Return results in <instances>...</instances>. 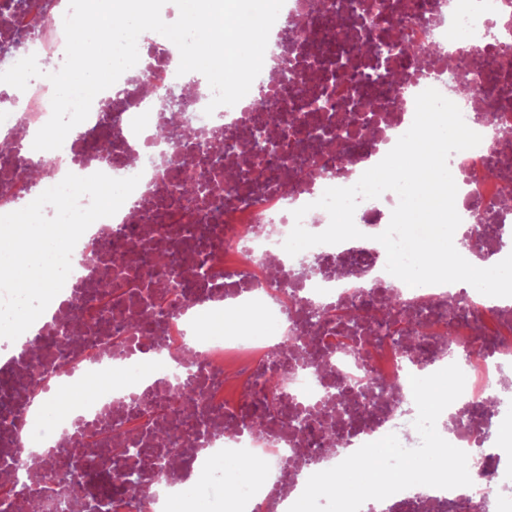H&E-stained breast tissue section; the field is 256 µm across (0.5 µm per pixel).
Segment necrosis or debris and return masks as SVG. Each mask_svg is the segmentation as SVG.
Masks as SVG:
<instances>
[{"label": "necrosis or debris", "instance_id": "1", "mask_svg": "<svg viewBox=\"0 0 512 512\" xmlns=\"http://www.w3.org/2000/svg\"><path fill=\"white\" fill-rule=\"evenodd\" d=\"M357 2L285 0L269 40L292 84L259 74L236 105L209 117L210 86L181 84L170 51L160 39L144 38L135 68L94 98L80 135L36 158L26 140L50 119L53 86L35 78L18 97L0 84V214L19 210L70 172L140 178L119 211L96 220L76 244L50 318L20 335L19 350L0 364L1 475L14 474L23 453L37 452L47 466L60 448L72 447L79 460L94 463L82 476L101 512H170L200 477L212 486L219 512H288L312 474L340 462L341 450L391 433L404 447L419 445L416 410L371 391L368 376L399 390L407 374L423 377L455 363L466 377L464 391L441 413L437 430L473 460L471 486H414L364 507L512 512V458L500 452L512 428V304H497L465 282L452 290L411 287L389 274L372 238L398 204L391 191L360 201L354 221L361 238L294 257L283 248L292 212L303 205L311 207L303 220L308 231L327 228L329 215L316 200L335 183L354 185L379 163L384 146L410 128L416 96L432 87L478 133L486 104L500 106L491 144L453 153L448 162L468 262L488 268L512 253L501 241L512 222V207L502 205L512 197V72L488 83L473 78L484 62L512 50V0H377V23L356 15ZM15 3L0 0V41L17 40L22 48L0 54V69L32 54L42 65L64 58L68 0H27L20 10ZM332 32L343 46L365 42L371 50L356 64L330 55L324 42ZM411 44L435 47L443 63L419 65L404 51ZM143 70L150 75L145 84L138 78ZM371 76L374 112L362 106ZM179 95L182 133L158 137ZM263 98L275 112L273 140L288 138L298 163L275 147L253 151L252 118ZM112 114L121 123L104 156L94 142ZM310 116L332 130L361 129L347 158L334 159L317 137L298 136ZM230 169L255 177L248 192L225 191ZM204 175L207 191L187 196L185 182ZM91 248L100 258L95 266L84 261ZM117 253L123 260L116 264ZM171 253L193 271L181 275V288L159 313L157 284L171 272ZM363 300L375 302L376 320L364 324L366 340L357 348L336 330L315 333L322 309L348 310ZM228 302L246 322L225 336L211 314ZM398 320L411 322L417 335L387 336L386 326ZM73 329L78 343L47 359V346ZM286 336L300 340L288 353L280 349ZM275 368L284 385L270 414L266 378ZM132 373L136 382H126ZM187 377L194 386L183 414L189 430L167 445L168 463L142 472L147 496L131 503L119 478L123 464L107 453L108 442L117 433L126 443H145L168 430L174 413L167 390ZM32 378L40 381L36 397L27 388ZM79 382L97 391L78 411L42 412L41 399ZM243 456L262 461L274 479L225 492L227 474L217 462Z\"/></svg>", "mask_w": 512, "mask_h": 512}]
</instances>
